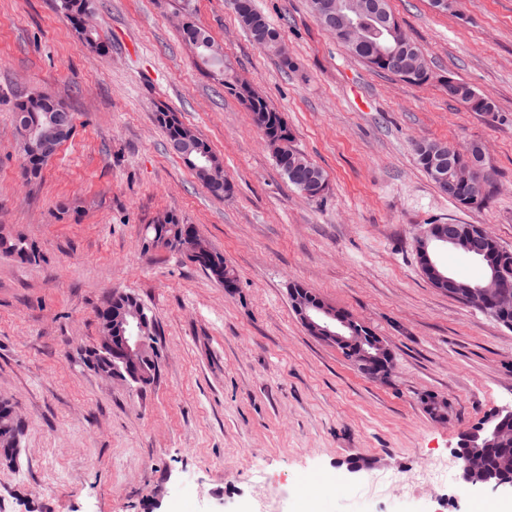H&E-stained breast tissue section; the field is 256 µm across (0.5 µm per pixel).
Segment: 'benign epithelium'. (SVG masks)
Returning a JSON list of instances; mask_svg holds the SVG:
<instances>
[{
  "label": "benign epithelium",
  "instance_id": "7a95c632",
  "mask_svg": "<svg viewBox=\"0 0 512 512\" xmlns=\"http://www.w3.org/2000/svg\"><path fill=\"white\" fill-rule=\"evenodd\" d=\"M320 13L324 17L336 16L338 23L333 32L340 41L350 44L362 41L359 30L362 29L365 17L380 21L388 35L381 55L389 59L397 57L403 39L402 31L396 21L381 15L372 0H322ZM432 176L445 190L460 184H470L476 188L475 200L478 201L485 195L486 182L482 177L481 167L477 164H459L452 161L449 163L448 177H443L438 170L432 172ZM490 240L492 235L482 225H475V231L465 234L429 224L416 238V251L428 259L424 274L431 278L433 286L440 290L449 288L460 297L463 289L458 287L454 277L447 271L435 266L431 261V254L437 247L451 246L487 259L489 252L484 250L483 244ZM175 251L196 261H203L210 256L212 247L200 236L189 233L179 238ZM469 292L485 307L508 310L512 307V264L501 260L490 262V270L484 272L483 279L469 289ZM295 310L304 326L315 329L317 339L344 351L346 362L358 373L379 382L392 377L394 363L390 349L384 339L366 323L351 317L336 320V312L330 310V305L323 301L316 304L297 301ZM151 330V324L137 306L113 316L110 326L107 327L109 335L100 337L98 346L111 351L113 359L123 365L126 374L107 369L103 375L108 379L129 384H146L155 379L162 359V349L154 341ZM21 422L23 418L11 416V431L6 437L0 438L1 461L13 460L22 435V431L17 429ZM511 434L512 405L494 410L483 417L474 429L461 435L456 455L462 462L461 480L464 484L493 491H512V479L508 477L497 474H486L480 479L474 477L476 472L484 468L487 447L505 444L507 436Z\"/></svg>",
  "mask_w": 512,
  "mask_h": 512
}]
</instances>
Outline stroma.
I'll list each match as a JSON object with an SVG mask.
<instances>
[{
    "mask_svg": "<svg viewBox=\"0 0 512 512\" xmlns=\"http://www.w3.org/2000/svg\"><path fill=\"white\" fill-rule=\"evenodd\" d=\"M292 67L256 45L228 0H93L105 54L83 48L57 0H0V231L42 259L0 254V400L25 420L0 465V512H512V496L403 480L455 460L462 432L512 404V329L433 288L415 239L429 224H481L512 249V0H389L423 53L414 85L369 68L324 31L308 0H256ZM190 19L223 66L184 45ZM496 112L449 100L446 77ZM248 81L328 174L320 199L283 176L249 110L224 87ZM49 92L72 138L21 177L17 100ZM177 113L224 160L211 196L169 151L157 120ZM427 140L480 142L497 191L481 210L441 194L416 161ZM174 213L223 252L225 289L186 257L146 250ZM366 322L391 348L392 382L361 376L311 336L292 283ZM135 295L158 323L154 382L103 380L81 361L96 310ZM425 394L446 399V420ZM366 459L358 473L347 470Z\"/></svg>",
    "mask_w": 512,
    "mask_h": 512,
    "instance_id": "stroma-1",
    "label": "stroma"
}]
</instances>
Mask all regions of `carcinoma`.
I'll return each instance as SVG.
<instances>
[{
	"label": "carcinoma",
	"instance_id": "1",
	"mask_svg": "<svg viewBox=\"0 0 512 512\" xmlns=\"http://www.w3.org/2000/svg\"><path fill=\"white\" fill-rule=\"evenodd\" d=\"M230 5L238 15L240 22L257 44L279 53L276 39L280 32L272 27L266 18L257 10L253 0H230ZM91 7V0H60V9L69 19L83 44L97 50L103 49L98 41L97 33L88 32L82 25L84 15ZM367 40L352 51L366 64L378 71H384L403 78L404 81L421 85L430 79L426 62L410 36H405L406 47L402 50V63L384 61L376 56L375 43L385 39V32L375 26L366 25ZM185 41L194 45L197 41H205L207 48L198 52L206 57L220 60V47L215 44L210 35L202 28L189 23L182 28ZM444 89L448 90V98L463 104L472 112H493L495 104L489 96L474 90L468 84L452 77L444 79ZM228 92L241 101L252 113L255 125L262 133H272L284 141V158L276 161V165L297 190H302V183L316 176L328 179L326 171L311 162L305 155L291 146L292 133L280 113L272 108L265 98L251 86L239 87L233 82H224ZM157 119L164 127L170 150L180 156L195 171L198 179L209 188L215 197L223 193L211 188V173L224 168L223 161L214 153L211 147L202 139L190 135V128L185 126L170 110L158 112ZM14 120L21 143L29 142L31 146L23 148L22 177L26 183H35L42 178V171L48 158L41 152L39 139L46 138L54 130L66 126L69 132H74V115L66 106L53 96L35 93L19 101L15 105ZM449 145L436 142H423L415 148L418 164L425 172L430 167L441 163L439 156L448 152ZM494 194V188H489L485 198L475 203L471 200V190L459 185L448 193V199L464 210L484 208ZM188 227L176 214L166 215L165 224L157 226L149 224L145 227V239L152 246H171V239L177 237ZM0 252L9 254L24 263H35L40 259L37 247L29 244L22 237H0ZM217 260L202 267V270L214 281L229 288L224 273V254L215 252ZM488 465L496 470L512 472V443L489 450Z\"/></svg>",
	"mask_w": 512,
	"mask_h": 512
}]
</instances>
